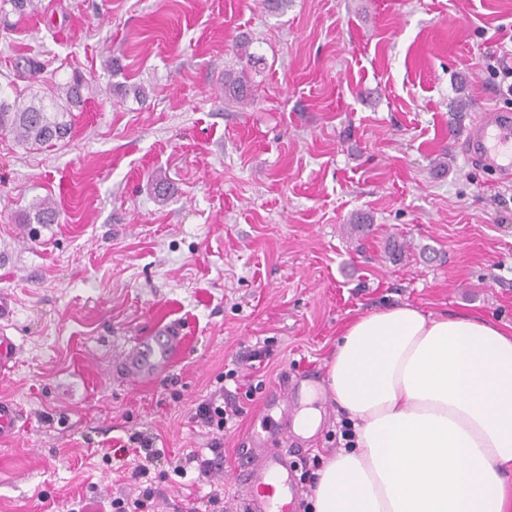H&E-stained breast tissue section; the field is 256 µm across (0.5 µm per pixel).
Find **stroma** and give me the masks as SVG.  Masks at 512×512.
Masks as SVG:
<instances>
[{
	"label": "stroma",
	"mask_w": 512,
	"mask_h": 512,
	"mask_svg": "<svg viewBox=\"0 0 512 512\" xmlns=\"http://www.w3.org/2000/svg\"><path fill=\"white\" fill-rule=\"evenodd\" d=\"M0 29V85L43 92L23 58L90 84L69 138L28 150L0 136V294L20 354L0 400V512H69L136 496L132 435L161 455L155 512L224 492L282 382L313 383L322 421L288 436L304 512L319 461L344 448L329 360L350 320L388 304L512 325V182L467 154L471 121L512 112L485 65L512 50V0H45ZM248 40L255 100L224 105ZM118 57L122 70L104 67ZM504 56V54H503ZM504 65L512 59L505 57ZM148 97L106 95L111 82ZM472 102L453 113L458 96ZM167 178V200L151 181ZM56 224H26L39 197ZM371 222L357 232L351 220ZM406 242L401 261L389 239ZM160 318L189 338L166 377L134 385L113 359ZM271 339L264 385L224 437L209 480L176 471L207 438L191 416L237 358ZM20 420V413L13 402L0 400V437L15 433Z\"/></svg>",
	"instance_id": "1"
}]
</instances>
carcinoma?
Returning a JSON list of instances; mask_svg holds the SVG:
<instances>
[{
  "label": "carcinoma",
  "mask_w": 512,
  "mask_h": 512,
  "mask_svg": "<svg viewBox=\"0 0 512 512\" xmlns=\"http://www.w3.org/2000/svg\"><path fill=\"white\" fill-rule=\"evenodd\" d=\"M43 0H0V21L11 14L23 16L42 11ZM246 62L238 71L224 72V104L247 106L254 97V86L248 68L258 59L245 55ZM85 78L75 72L64 83H54L46 95H33L28 102L10 98L0 87V135L11 137L16 144L29 149L51 146L64 140L72 130L70 117L83 105ZM60 210L55 200L44 198L32 204L24 215L25 224H55Z\"/></svg>",
  "instance_id": "carcinoma-1"
}]
</instances>
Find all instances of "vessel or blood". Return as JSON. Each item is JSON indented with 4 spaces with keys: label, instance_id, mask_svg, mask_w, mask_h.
Listing matches in <instances>:
<instances>
[{
    "label": "vessel or blood",
    "instance_id": "vessel-or-blood-1",
    "mask_svg": "<svg viewBox=\"0 0 512 512\" xmlns=\"http://www.w3.org/2000/svg\"><path fill=\"white\" fill-rule=\"evenodd\" d=\"M469 144L484 162L503 175L512 176V113L492 112L474 123ZM13 314L12 301L0 297V370L11 368L18 356L15 339L8 336L3 322ZM186 351V338L173 322L155 323L152 331L135 337L130 351L121 358L122 372L134 382L155 381L178 356ZM20 420L17 406L0 400V437L15 433ZM249 447L240 449L243 461L234 478L249 500L251 512H289L290 490L295 474L286 452L273 447L272 439L263 428L250 436Z\"/></svg>",
    "mask_w": 512,
    "mask_h": 512
}]
</instances>
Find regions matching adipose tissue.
I'll use <instances>...</instances> for the list:
<instances>
[{"mask_svg": "<svg viewBox=\"0 0 512 512\" xmlns=\"http://www.w3.org/2000/svg\"><path fill=\"white\" fill-rule=\"evenodd\" d=\"M328 389L354 445L313 512H512V329L392 305L344 328Z\"/></svg>", "mask_w": 512, "mask_h": 512, "instance_id": "1", "label": "adipose tissue"}]
</instances>
